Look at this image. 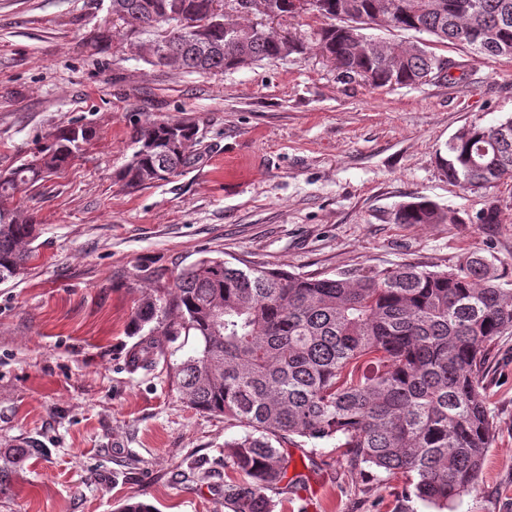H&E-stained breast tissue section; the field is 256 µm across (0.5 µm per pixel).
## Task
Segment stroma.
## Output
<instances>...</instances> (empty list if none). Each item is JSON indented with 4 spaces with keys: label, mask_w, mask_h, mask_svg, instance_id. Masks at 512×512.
<instances>
[{
    "label": "stroma",
    "mask_w": 512,
    "mask_h": 512,
    "mask_svg": "<svg viewBox=\"0 0 512 512\" xmlns=\"http://www.w3.org/2000/svg\"><path fill=\"white\" fill-rule=\"evenodd\" d=\"M109 0H0V173L78 119L95 138L68 167L18 192L35 256L0 283V512H230L224 443L243 435L183 402L168 362L132 368L131 320L165 278L204 257L333 277L401 263L447 269L470 251L512 275V180L497 224H397L423 197L455 215L485 197L450 183L438 155L463 126L512 116V58L462 45L437 54L462 79L374 88L340 80L309 42L312 12L265 22L303 53L212 73L155 67L145 49L94 35ZM195 122L197 160L146 188L120 175L133 122ZM481 383L494 421L474 489L456 512H512V335L488 346ZM40 455L20 457L31 441ZM304 485L280 512H432L404 483L355 469L330 441L289 447Z\"/></svg>",
    "instance_id": "1"
}]
</instances>
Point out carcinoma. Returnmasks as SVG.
<instances>
[{
  "label": "carcinoma",
  "instance_id": "1",
  "mask_svg": "<svg viewBox=\"0 0 512 512\" xmlns=\"http://www.w3.org/2000/svg\"><path fill=\"white\" fill-rule=\"evenodd\" d=\"M210 3L110 0V8L123 12L125 40L147 43L160 27L164 50L198 74L302 51V44H286L271 32L230 41L227 27L247 30L249 17L211 26L200 45L190 23L203 20ZM311 11L328 21L313 32L319 52L342 77L374 88L452 80L441 74L443 56L427 42L378 50L362 30L379 20L487 58L512 56V0H313ZM476 22L482 32L472 38ZM94 136L91 126L73 120L0 174V283L24 273L36 239L34 220L19 218L4 201L65 169ZM132 138L136 150L121 179L133 189L192 163L195 154L177 142H200L196 124L172 120L136 121ZM440 160L449 182L487 195L484 207L463 218L421 198L400 205L394 223H500L490 192L512 178V117L462 127ZM157 292L137 307L132 332L154 322L162 336H196L195 354L170 366L177 392L191 408L244 429L224 442V469L240 475L224 481V504L233 512H275L270 493L304 483L303 472L288 474L283 444L294 437L336 441L351 467L404 479L405 498L436 512H447L474 488L492 427L479 373L488 343L512 334V280L497 258L470 252L448 270L404 264L327 278L204 257ZM168 355L151 329L128 363L144 368Z\"/></svg>",
  "mask_w": 512,
  "mask_h": 512
}]
</instances>
